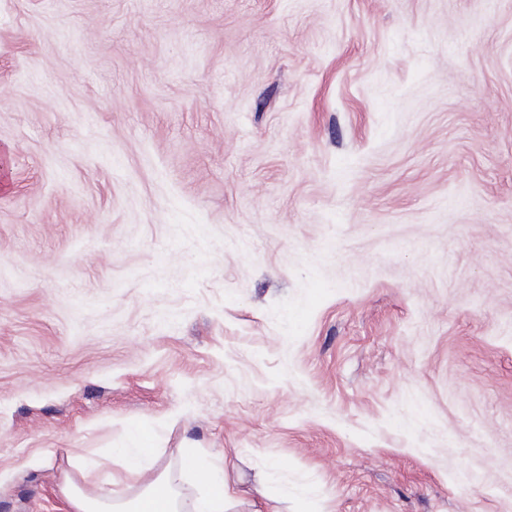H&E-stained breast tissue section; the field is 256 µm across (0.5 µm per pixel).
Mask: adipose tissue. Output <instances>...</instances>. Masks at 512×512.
Wrapping results in <instances>:
<instances>
[{
    "label": "adipose tissue",
    "mask_w": 512,
    "mask_h": 512,
    "mask_svg": "<svg viewBox=\"0 0 512 512\" xmlns=\"http://www.w3.org/2000/svg\"><path fill=\"white\" fill-rule=\"evenodd\" d=\"M130 446L95 459H77L74 472L64 474L62 494L73 512H226L234 501L223 467L203 463L197 449L180 451V468L195 474L197 491L184 503L175 477L154 473L161 450L153 432L130 431Z\"/></svg>",
    "instance_id": "ef3b65f1"
}]
</instances>
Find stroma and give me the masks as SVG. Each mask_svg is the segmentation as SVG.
<instances>
[{"mask_svg": "<svg viewBox=\"0 0 512 512\" xmlns=\"http://www.w3.org/2000/svg\"><path fill=\"white\" fill-rule=\"evenodd\" d=\"M136 425L512 512V0H0V512Z\"/></svg>", "mask_w": 512, "mask_h": 512, "instance_id": "1", "label": "stroma"}]
</instances>
